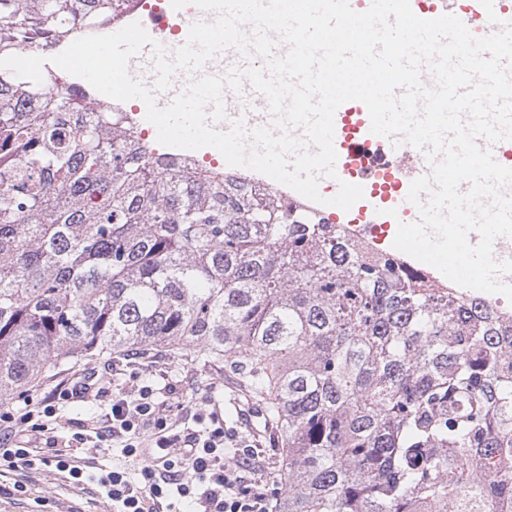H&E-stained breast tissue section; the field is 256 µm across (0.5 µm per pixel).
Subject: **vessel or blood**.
Here are the masks:
<instances>
[{
	"label": "vessel or blood",
	"mask_w": 512,
	"mask_h": 512,
	"mask_svg": "<svg viewBox=\"0 0 512 512\" xmlns=\"http://www.w3.org/2000/svg\"><path fill=\"white\" fill-rule=\"evenodd\" d=\"M415 15L430 20L444 14L459 15L461 21L468 29H479L484 34L496 32L497 22H490L487 13L479 0H469L466 13H459L456 0H434L432 7L427 9L415 8ZM214 15L210 12L197 11L195 17L173 18L166 14H154L143 19L142 26L149 33L153 43H160L166 49L172 50L182 45L185 36H188L193 21H210ZM152 43V45H153ZM152 45L142 48L140 53L131 58L129 70L131 74L140 79L146 86H154L155 74L152 69L154 50ZM259 57L243 56L237 49L228 48L216 54L203 68L204 74L222 75L229 69L237 67L245 69L251 66H261ZM225 111L231 112V119L220 122V130H228L232 121H241L246 132H253L261 127L272 126L273 120L268 111L266 98L253 90L250 84H243L241 91L225 90L223 93Z\"/></svg>",
	"instance_id": "1"
}]
</instances>
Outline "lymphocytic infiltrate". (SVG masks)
Listing matches in <instances>:
<instances>
[{"mask_svg":"<svg viewBox=\"0 0 512 512\" xmlns=\"http://www.w3.org/2000/svg\"><path fill=\"white\" fill-rule=\"evenodd\" d=\"M102 394L97 371L86 368L77 380L59 383L18 412L1 411L0 462L29 470L51 467L78 482L87 464L77 449L108 441L123 457L150 460L136 477L121 466L100 470L97 481L112 512H182L186 502L195 512H274L253 449L225 430L217 411L198 409L185 434H169V401L178 395L174 386L164 393L150 385L116 389L104 422L80 425L51 455L36 453L32 440L45 434L47 419L59 407Z\"/></svg>","mask_w":512,"mask_h":512,"instance_id":"lymphocytic-infiltrate-1","label":"lymphocytic infiltrate"}]
</instances>
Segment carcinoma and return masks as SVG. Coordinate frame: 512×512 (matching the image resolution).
<instances>
[{
	"label": "carcinoma",
	"instance_id": "obj_1",
	"mask_svg": "<svg viewBox=\"0 0 512 512\" xmlns=\"http://www.w3.org/2000/svg\"><path fill=\"white\" fill-rule=\"evenodd\" d=\"M130 2L0 0V58ZM95 103L0 68L1 404L93 352L191 347L280 432L278 512H512L511 317Z\"/></svg>",
	"mask_w": 512,
	"mask_h": 512
}]
</instances>
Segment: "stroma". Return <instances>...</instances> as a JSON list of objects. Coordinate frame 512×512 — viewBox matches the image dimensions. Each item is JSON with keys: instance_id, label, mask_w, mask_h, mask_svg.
Masks as SVG:
<instances>
[{"instance_id": "stroma-1", "label": "stroma", "mask_w": 512, "mask_h": 512, "mask_svg": "<svg viewBox=\"0 0 512 512\" xmlns=\"http://www.w3.org/2000/svg\"><path fill=\"white\" fill-rule=\"evenodd\" d=\"M109 360V355H95L84 359L82 365L101 370V381L107 388L115 383L128 389L147 383L157 388L167 383L186 384V400L171 411L172 430H182L189 410L215 404L226 428L246 436L256 447L264 475H274L280 448L278 433L264 424L259 407L243 398L231 376L201 369L188 348L175 352L161 347L145 349L142 358L115 377L103 371ZM0 484L22 487L11 498H0V512H112L111 502L98 494L94 484L73 485L51 468L26 470L0 465Z\"/></svg>"}]
</instances>
